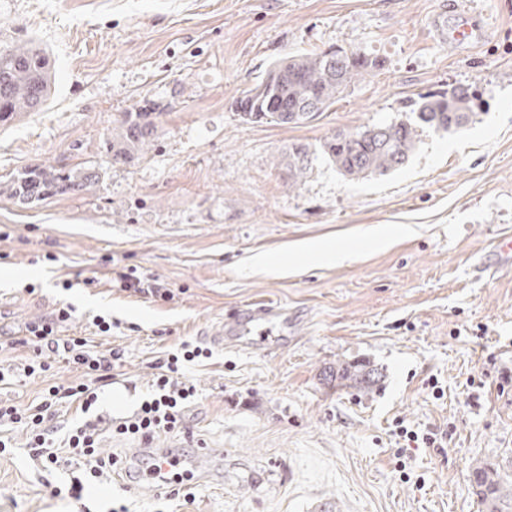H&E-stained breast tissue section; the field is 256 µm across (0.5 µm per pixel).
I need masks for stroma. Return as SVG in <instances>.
Wrapping results in <instances>:
<instances>
[{
  "mask_svg": "<svg viewBox=\"0 0 512 512\" xmlns=\"http://www.w3.org/2000/svg\"><path fill=\"white\" fill-rule=\"evenodd\" d=\"M448 0H0V39L37 38L56 92L44 111L0 127V182L31 166H92V191L21 207L0 197V329L15 332L57 303L120 324L125 363L103 401L130 415L150 392L154 360L207 345L226 311L278 302L299 318L270 354L212 347L186 365L196 385L190 436L156 448L216 452L196 499L155 488L123 495L128 512H481L473 468L512 470V269L494 276L478 253L512 231V0H468L493 29L478 45L436 40ZM331 47L378 58L328 112L300 125L243 121L240 90L294 53ZM464 85L486 102L459 132L420 127L408 163L384 177L344 178L319 157L298 184L283 153L318 151L331 135L409 117L419 96ZM160 103L150 149L112 164L123 113ZM263 256L267 267L254 264ZM172 282L168 302L119 290L57 288L101 257ZM367 362L372 391L340 385L339 363ZM47 377L0 386L27 405ZM127 400L117 404V392ZM452 426L447 448L400 450L396 422ZM0 454V512H106L108 489L84 503L55 496L64 472L36 469L26 435Z\"/></svg>",
  "mask_w": 512,
  "mask_h": 512,
  "instance_id": "35a3bbf8",
  "label": "stroma"
}]
</instances>
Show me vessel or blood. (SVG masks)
Masks as SVG:
<instances>
[{"label": "vessel or blood", "mask_w": 512, "mask_h": 512, "mask_svg": "<svg viewBox=\"0 0 512 512\" xmlns=\"http://www.w3.org/2000/svg\"><path fill=\"white\" fill-rule=\"evenodd\" d=\"M449 13L457 18L447 36L456 44L481 41L485 21L473 19L461 0H450ZM479 264L483 270L499 271L512 267V234L484 251ZM295 332V322L286 306L267 303L243 305L225 314L220 329L210 341L223 348L269 352L280 348L288 336Z\"/></svg>", "instance_id": "1"}]
</instances>
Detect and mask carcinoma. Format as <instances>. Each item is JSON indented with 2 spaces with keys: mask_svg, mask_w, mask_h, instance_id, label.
<instances>
[{
  "mask_svg": "<svg viewBox=\"0 0 512 512\" xmlns=\"http://www.w3.org/2000/svg\"><path fill=\"white\" fill-rule=\"evenodd\" d=\"M375 58L342 48L286 56L276 61L266 75L243 90L233 101V110L245 121L298 125L317 119L331 108L354 83L378 71ZM55 72L48 50L37 40L0 43V125L7 126L29 112L48 105ZM482 110V101L469 87H454L444 93L420 98L414 119L366 125L355 132L334 134L321 145L322 155L345 177L384 176L404 166L416 149L418 128L454 133L468 125ZM159 113L149 109L128 112L112 129L109 153L114 164H131L154 139ZM288 179L300 182L315 151L302 143L288 145ZM99 182L92 167L56 169L37 166L18 172L0 183V196L21 205L48 197L90 191ZM336 379L357 389L379 381L368 363L336 366ZM473 487L486 512H512V476L495 463L473 471Z\"/></svg>",
  "mask_w": 512,
  "mask_h": 512,
  "instance_id": "obj_1",
  "label": "carcinoma"
}]
</instances>
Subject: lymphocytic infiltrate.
Instances as JSON below:
<instances>
[{
  "instance_id": "1",
  "label": "lymphocytic infiltrate",
  "mask_w": 512,
  "mask_h": 512,
  "mask_svg": "<svg viewBox=\"0 0 512 512\" xmlns=\"http://www.w3.org/2000/svg\"><path fill=\"white\" fill-rule=\"evenodd\" d=\"M88 288H117L129 295L153 301H169L175 294L170 283L159 276L135 268H105L85 277ZM74 307L61 305L46 316L34 318L17 332L0 339V350H25L22 365L25 377L39 378L56 362L79 371L78 381L45 388L39 402L26 406L0 404V447L12 445V430L26 434L28 455L42 471L52 473L76 467L78 474L70 480L68 493L82 500L87 488L121 467L118 457L103 454L99 446L102 426L119 435H130L149 442L159 434L188 433L186 409L197 396L195 384L181 372L180 366L208 358L207 349L182 343L176 351L157 359L151 393L130 416L117 421L99 411V405L112 390L114 372L124 363L123 350L112 347L111 318L94 315L91 325L98 344L69 332ZM74 408L75 416L65 428H57L54 419L59 405Z\"/></svg>"
}]
</instances>
